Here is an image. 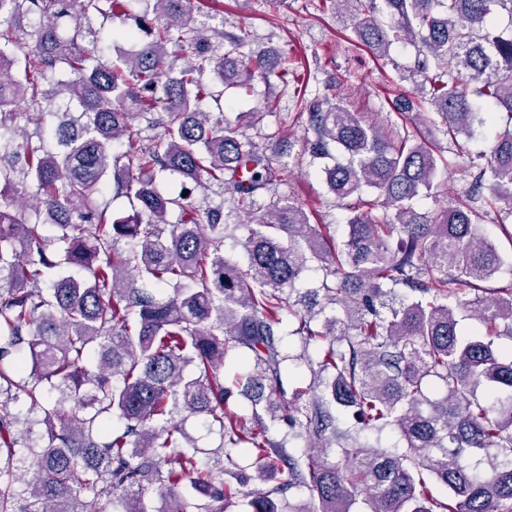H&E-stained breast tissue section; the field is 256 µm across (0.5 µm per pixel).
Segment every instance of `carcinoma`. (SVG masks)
<instances>
[{
    "instance_id": "1",
    "label": "carcinoma",
    "mask_w": 512,
    "mask_h": 512,
    "mask_svg": "<svg viewBox=\"0 0 512 512\" xmlns=\"http://www.w3.org/2000/svg\"><path fill=\"white\" fill-rule=\"evenodd\" d=\"M148 2L151 25L128 0H0V512H103L104 498L151 512L154 495L161 512H224L240 482L230 448L249 452L252 480L275 482L252 492L251 512H282L272 495L301 488L310 505L289 512H350L361 494L370 512H512V356L499 347L512 282L482 287L503 260L479 224L500 202L512 215V33L495 27L512 0H382L389 28L376 0H329L374 57L415 48L413 95L395 114L427 103L458 151V136L506 122L462 200L431 213L417 201L439 193L448 159L421 130L310 103L307 150L330 160L347 238L281 199L241 225L244 268L224 258V205L191 198L225 183L254 211L271 174L205 108L222 97L206 76L246 91L294 73L210 25L211 0ZM118 16L134 21L117 36L130 49L107 57L100 33ZM159 172L182 193H161ZM118 198L131 214L112 213ZM314 261L322 279L302 288ZM461 312L477 331L460 333ZM292 319L319 360L289 394ZM230 350L243 362L228 379ZM236 395L250 417L227 408ZM336 408L355 426L339 427ZM187 415L219 436L206 459ZM280 423L306 448L270 438ZM387 427L405 447L358 440Z\"/></svg>"
}]
</instances>
